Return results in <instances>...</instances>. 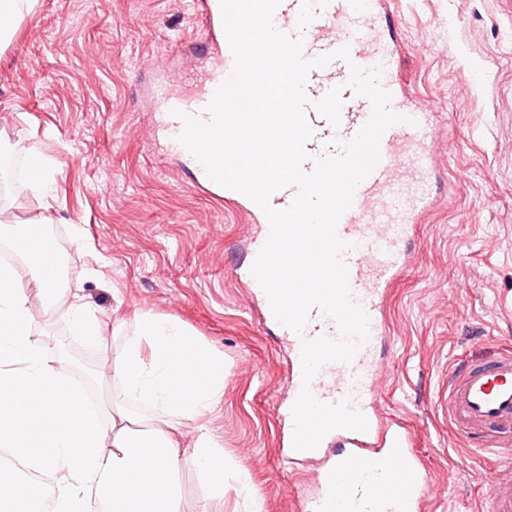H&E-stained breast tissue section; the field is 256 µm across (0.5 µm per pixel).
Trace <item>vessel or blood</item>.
Listing matches in <instances>:
<instances>
[{
	"label": "vessel or blood",
	"instance_id": "b4317fda",
	"mask_svg": "<svg viewBox=\"0 0 512 512\" xmlns=\"http://www.w3.org/2000/svg\"><path fill=\"white\" fill-rule=\"evenodd\" d=\"M389 4L390 0H329L302 30L297 27L301 0H282L273 15L278 30L302 34L306 59L330 58L326 66L309 71L305 84V112L314 131L307 144L310 159L303 165L305 171L313 170L315 157L330 152L332 140H350L371 116L370 100L347 85L351 65L379 69L380 85L391 95L389 107L403 117L382 135L380 161L357 186L350 208L337 225L339 237L350 244L343 260L351 296L369 318L366 340L352 361L325 363L306 385L302 339L323 336L337 341L339 327L315 308L303 334L282 331L292 350L288 380L293 390L309 387L324 404L347 402L368 424L363 432L331 430L313 449H289L288 457L295 463L329 448L336 451L316 476L318 487L308 512H425L426 506L427 470L410 450V430L402 418L385 419L378 403L375 350L384 338V301L412 261L406 239L417 235L424 216L436 204L421 178L436 166L437 114L411 95L395 75L398 37ZM204 7V27L218 42L209 55L208 69L193 87L177 90L161 83L155 88L160 121L172 131L170 147L175 151L182 148L180 113L208 119L207 107L234 66L220 0H205ZM344 47L350 54L346 60L336 56ZM224 201L248 222L267 221L260 207L238 191L225 189ZM448 419L455 433L483 437L486 453L497 461L512 460V349L500 348L493 358L450 373ZM488 512H512V475L496 478L488 494Z\"/></svg>",
	"mask_w": 512,
	"mask_h": 512
}]
</instances>
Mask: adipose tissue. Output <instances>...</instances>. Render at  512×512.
Wrapping results in <instances>:
<instances>
[{
	"label": "adipose tissue",
	"instance_id": "1",
	"mask_svg": "<svg viewBox=\"0 0 512 512\" xmlns=\"http://www.w3.org/2000/svg\"><path fill=\"white\" fill-rule=\"evenodd\" d=\"M48 222L13 225L0 214V236L25 266L0 265V447L51 478L36 492L28 480L0 473V504L37 512L46 497L57 512H186L175 476L188 454L211 487L208 512H223L224 450L205 424L224 400L223 355L173 320L139 314L101 375L119 381L121 394L109 411L88 409L32 332V288L67 316L71 335L100 346L107 331L62 275L57 246L39 232ZM135 402L148 414L134 412ZM190 423L196 436L187 450L180 438Z\"/></svg>",
	"mask_w": 512,
	"mask_h": 512
}]
</instances>
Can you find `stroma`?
I'll use <instances>...</instances> for the list:
<instances>
[{
	"label": "stroma",
	"mask_w": 512,
	"mask_h": 512,
	"mask_svg": "<svg viewBox=\"0 0 512 512\" xmlns=\"http://www.w3.org/2000/svg\"><path fill=\"white\" fill-rule=\"evenodd\" d=\"M394 7L398 77L439 114L441 205L388 295L381 402L429 467L427 512H481L497 467L451 430L448 376L512 343V0ZM202 31L196 0H35L0 43V149L50 161L70 284L114 328L106 349L87 344L33 290L32 332L94 368L136 315L179 322L224 356V401L206 418L224 449V512H308L320 462L288 461V343L243 277L261 227L167 149L148 97L145 63L165 60L184 85Z\"/></svg>",
	"instance_id": "obj_1"
}]
</instances>
